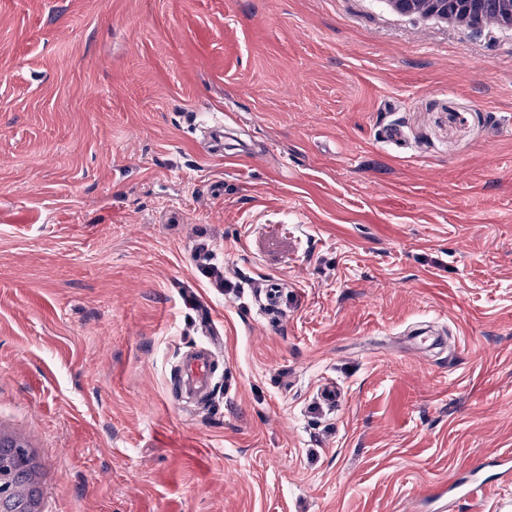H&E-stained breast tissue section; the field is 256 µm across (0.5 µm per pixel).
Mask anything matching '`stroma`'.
Segmentation results:
<instances>
[{
    "label": "stroma",
    "mask_w": 512,
    "mask_h": 512,
    "mask_svg": "<svg viewBox=\"0 0 512 512\" xmlns=\"http://www.w3.org/2000/svg\"><path fill=\"white\" fill-rule=\"evenodd\" d=\"M200 304L203 404L172 395ZM1 424L43 512H512V34L0 0Z\"/></svg>",
    "instance_id": "obj_1"
}]
</instances>
